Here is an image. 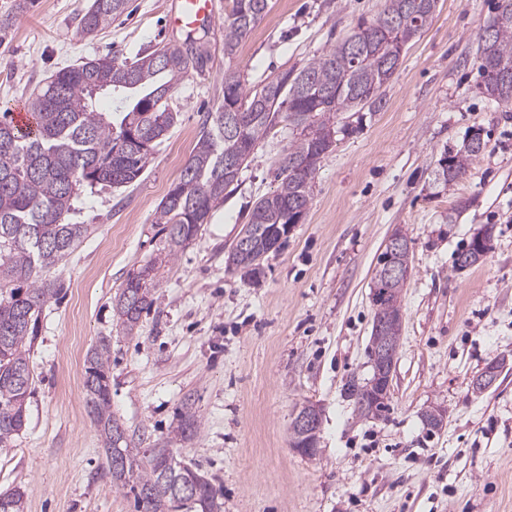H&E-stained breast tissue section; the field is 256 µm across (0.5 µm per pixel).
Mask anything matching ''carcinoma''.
I'll use <instances>...</instances> for the list:
<instances>
[{"label": "carcinoma", "mask_w": 512, "mask_h": 512, "mask_svg": "<svg viewBox=\"0 0 512 512\" xmlns=\"http://www.w3.org/2000/svg\"><path fill=\"white\" fill-rule=\"evenodd\" d=\"M270 0H232L224 21V55L236 54L269 9ZM128 0H92L79 23L81 37H92L127 10ZM438 0H385L374 18L301 69H286L260 89L248 91L240 72L224 71L222 101L207 113L195 149L179 178L156 210L155 223L167 226L163 257L128 275L115 299L118 327L128 336L155 303L154 288L162 264L175 259L208 223L236 179H226L225 162L243 169L256 145L280 123L290 133L278 161L279 184L256 200L248 223L228 255V265L254 276L269 253L275 227L296 224L312 201V180L321 158L335 142L339 116L385 106L383 88L397 70L405 47L428 29ZM202 56L185 44L168 43L132 64L105 56L63 68L32 94L27 103L34 122L22 132L0 117V446L25 427L34 377L29 355L44 306L59 295L61 284L46 277L73 253L91 230L68 216L83 187H127L145 172L155 148L178 121L169 104L172 92ZM484 93L512 108V0H499L495 15L480 29L475 57ZM107 91L115 113L97 108V94ZM486 144L475 134L464 149L438 161L436 179H462ZM253 251H239L242 240ZM381 254L372 278L374 318L400 305L407 278L385 275ZM110 344L103 339L86 357L84 397L106 451L112 485L129 488L137 512H220L210 479L178 459L166 446L137 448L112 416L109 385ZM346 393L362 416L379 417L389 409L355 379ZM200 428L193 403L174 436L189 439ZM191 482L194 497L176 494ZM25 491L0 492V512H25Z\"/></svg>", "instance_id": "obj_1"}]
</instances>
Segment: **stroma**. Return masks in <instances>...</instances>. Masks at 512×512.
Returning <instances> with one entry per match:
<instances>
[{"label":"stroma","mask_w":512,"mask_h":512,"mask_svg":"<svg viewBox=\"0 0 512 512\" xmlns=\"http://www.w3.org/2000/svg\"><path fill=\"white\" fill-rule=\"evenodd\" d=\"M169 0H131L130 17L93 39L76 34L91 0H0V113L25 107L56 71L111 55L132 63L183 41ZM219 23L197 31L205 57L173 92L179 121L141 181L82 189L70 220L92 231L56 269L65 288L39 320L29 366L35 391L27 424L0 447V491L26 494V512H135L112 485L99 433L85 408L88 351L111 340L112 412L138 447L168 442L220 491L223 512H512V109L482 91L477 34L498 0H439L410 43L379 112H351L321 159L311 206L257 277L225 264L254 202L278 186L288 143L279 123L255 147L235 191L197 239L161 267L156 302L134 335L121 333L112 302L130 273L154 259L165 234L156 209L220 100L225 69L246 89L303 67L372 19L384 0H271L242 42L224 54L231 0H214ZM481 132L486 151L451 184L439 159ZM408 237L410 277L385 418H364L344 392L370 378L371 278L392 231ZM492 247L460 269L457 254L484 230ZM496 357V385L470 383ZM197 435L173 439L185 399ZM322 410L315 456L291 448L296 409ZM446 412L428 431L422 413Z\"/></svg>","instance_id":"1"}]
</instances>
